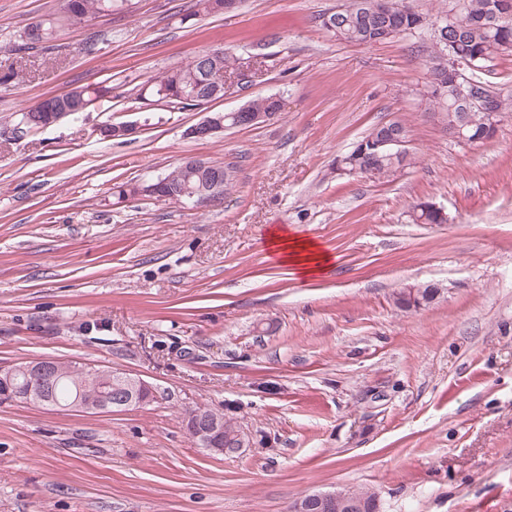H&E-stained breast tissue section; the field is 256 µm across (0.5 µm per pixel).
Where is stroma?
Listing matches in <instances>:
<instances>
[{
	"label": "stroma",
	"mask_w": 512,
	"mask_h": 512,
	"mask_svg": "<svg viewBox=\"0 0 512 512\" xmlns=\"http://www.w3.org/2000/svg\"><path fill=\"white\" fill-rule=\"evenodd\" d=\"M344 0H120L20 49L59 0H0V370L54 357L125 370L147 406L64 411L0 399V512H287L311 491L368 488L380 512H512V119L451 141L428 106L429 34L348 44L320 18ZM221 48L245 72L202 108L142 112L158 73ZM112 101L37 131L15 115L96 83ZM276 95L269 122L204 140L213 112ZM410 127L412 163L340 175L375 125ZM137 125L126 141L94 129ZM196 157L228 167L192 208L115 186ZM428 201L444 224H416ZM337 257L315 279L268 258V229ZM439 288L400 309L396 294ZM207 407L270 447L214 455L186 412Z\"/></svg>",
	"instance_id": "stroma-1"
}]
</instances>
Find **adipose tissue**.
<instances>
[{"mask_svg": "<svg viewBox=\"0 0 512 512\" xmlns=\"http://www.w3.org/2000/svg\"><path fill=\"white\" fill-rule=\"evenodd\" d=\"M269 254L278 263L293 267L303 278H316L334 266V256L314 239L271 229L266 239Z\"/></svg>", "mask_w": 512, "mask_h": 512, "instance_id": "obj_1", "label": "adipose tissue"}]
</instances>
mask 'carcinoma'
<instances>
[{"label": "carcinoma", "instance_id": "cac0c4a2", "mask_svg": "<svg viewBox=\"0 0 512 512\" xmlns=\"http://www.w3.org/2000/svg\"><path fill=\"white\" fill-rule=\"evenodd\" d=\"M356 8L350 12H333L321 21V25L333 26L332 33L340 41L361 45L381 42L379 36L384 27L397 31V35H408L414 25L424 17L416 6V0H353ZM112 8V0H63L59 11L29 25L20 35L22 42L31 47L45 45L57 39L60 32L69 26L83 23L88 17ZM460 9L461 28L448 32V46L433 44V54L444 49L451 50L462 58L474 59L483 56H509L512 49V0H448V8L440 11L444 15ZM207 52L194 56L186 65L164 72L150 79L139 90L137 99L163 103L170 108L186 109L212 102L208 97L210 86L216 84V70H225L232 65V57L223 54L218 69L206 70L203 57ZM486 86V94L491 99L479 98L467 102L459 100L453 76L446 68L432 71L430 101L448 130L461 129L464 136L474 143H484L492 139L496 130L485 121L489 111L512 115V89L496 83L476 78ZM112 98L106 89L96 85L80 91H70L47 96L35 105L25 108L19 114L18 123L24 131L39 130L53 125L63 111L73 116L85 111L89 106ZM386 131V124H380L364 136L343 158L345 169L352 171L363 166L372 168L381 176L410 164L409 155L392 158L376 148V144ZM160 192L195 190L199 188V177L178 166L159 178ZM143 183H126L116 187L113 196L122 203L128 198L141 195ZM416 224H443L445 217L432 210L427 204H417L412 213ZM438 289L411 288L397 294L396 304L408 310L423 303L432 302ZM40 387L33 376L19 375L6 387H0V395L6 399L22 400L31 389ZM107 391L106 381L87 382L81 370L74 369L58 379L52 391L48 392L46 406L66 409L77 398H101Z\"/></svg>", "mask_w": 512, "mask_h": 512}]
</instances>
